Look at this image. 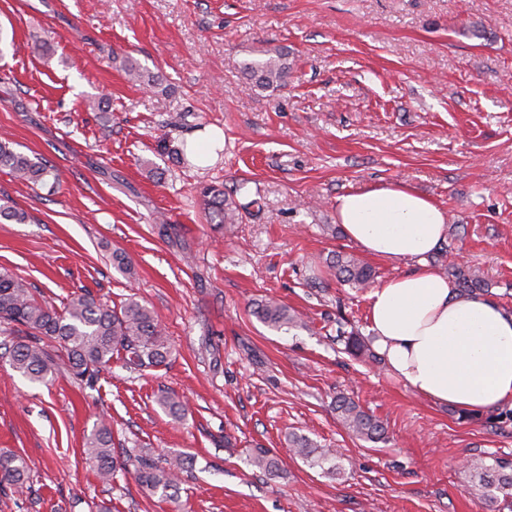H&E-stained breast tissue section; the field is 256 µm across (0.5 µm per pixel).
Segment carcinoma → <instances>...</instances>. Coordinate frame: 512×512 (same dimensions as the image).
Returning <instances> with one entry per match:
<instances>
[{
  "instance_id": "obj_1",
  "label": "carcinoma",
  "mask_w": 512,
  "mask_h": 512,
  "mask_svg": "<svg viewBox=\"0 0 512 512\" xmlns=\"http://www.w3.org/2000/svg\"><path fill=\"white\" fill-rule=\"evenodd\" d=\"M251 77L260 88L278 87L288 79V62L283 53L262 61L247 64ZM0 167L9 169L16 177L34 185L59 184L56 169L36 155L30 156L14 148L13 142L0 138ZM204 210L210 221L217 224H234L239 210L236 202L224 193V187L207 185L200 191ZM25 224L29 215L15 203L0 202V220ZM330 275L353 288H367L375 278V271L356 255L347 252L336 254L328 265ZM448 275L455 279L459 291L467 295H482L486 283L477 271L452 266ZM255 317L273 330L300 326L298 317L287 307L272 299L255 305ZM13 327L21 334L19 340L8 348L14 371L32 381H45L65 365L70 377L77 384L93 389L103 368L118 357L134 370H145L167 363L172 348L168 337L154 312L139 301L129 298L120 307L101 303L94 294L82 289L72 295L63 311L38 303L27 284L6 271H0V324ZM348 352L356 357L378 359L364 340L351 335L346 343ZM157 404L168 415L182 419L188 413L187 405L173 393L158 397ZM336 412L343 424L355 437L377 441L385 434L383 424L368 414L350 398L336 399ZM295 452L316 465L330 460V450L316 452L313 442L301 435L289 439ZM83 454L100 478L108 483L119 469L113 448L112 432L105 426L95 428L85 437ZM193 458L183 452L173 453L165 465L157 464L148 454L133 457L135 478L147 491L178 503L179 474L191 468ZM479 474L478 487L473 494L481 507L489 510L495 502L490 487L498 490L512 489V460L495 458L491 464L481 459L474 464ZM26 475L23 457L0 453V487H21Z\"/></svg>"
}]
</instances>
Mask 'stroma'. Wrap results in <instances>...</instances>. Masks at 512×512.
Instances as JSON below:
<instances>
[{
  "instance_id": "obj_1",
  "label": "stroma",
  "mask_w": 512,
  "mask_h": 512,
  "mask_svg": "<svg viewBox=\"0 0 512 512\" xmlns=\"http://www.w3.org/2000/svg\"><path fill=\"white\" fill-rule=\"evenodd\" d=\"M0 27L15 40L0 135L60 176L49 189L0 169V196L30 216L0 223V269L59 310L82 287L135 298L172 344L157 368L113 360L91 391L63 370L19 375L0 325V451L27 464L0 512H482L467 462L512 458V407L469 415L350 356L348 332L373 339L367 293L327 265L359 251L334 228L337 196L404 183L453 229L437 273L476 270L512 309V0H0ZM278 51L286 84L256 87L245 64ZM125 56L149 82L128 81ZM211 133L206 161L177 162ZM211 183L242 203L237 223L207 222ZM268 296L303 326L263 325L252 310ZM163 390L185 419L158 406ZM340 395L382 440L348 432ZM102 421L154 460L194 457L179 504L130 474L98 478L82 448ZM294 433L334 449L336 472L293 454ZM261 447L275 470L252 465Z\"/></svg>"
}]
</instances>
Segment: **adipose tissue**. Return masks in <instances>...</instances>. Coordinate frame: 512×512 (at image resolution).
<instances>
[{
  "label": "adipose tissue",
  "instance_id": "adipose-tissue-1",
  "mask_svg": "<svg viewBox=\"0 0 512 512\" xmlns=\"http://www.w3.org/2000/svg\"><path fill=\"white\" fill-rule=\"evenodd\" d=\"M336 221L367 255L390 261L432 252L445 216L403 184L336 199ZM370 329L388 370L416 394L469 412L512 405V310L459 294L427 267L385 280L369 294Z\"/></svg>",
  "mask_w": 512,
  "mask_h": 512
}]
</instances>
